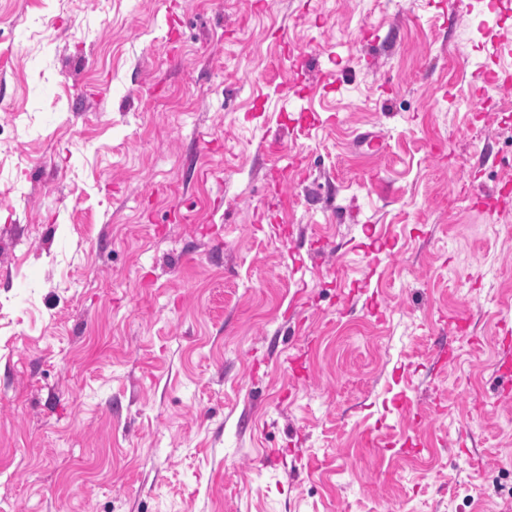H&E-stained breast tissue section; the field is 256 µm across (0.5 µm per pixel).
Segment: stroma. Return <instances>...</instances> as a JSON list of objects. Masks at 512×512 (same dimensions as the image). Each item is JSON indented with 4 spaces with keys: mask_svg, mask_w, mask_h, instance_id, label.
Returning a JSON list of instances; mask_svg holds the SVG:
<instances>
[{
    "mask_svg": "<svg viewBox=\"0 0 512 512\" xmlns=\"http://www.w3.org/2000/svg\"><path fill=\"white\" fill-rule=\"evenodd\" d=\"M494 73L512 0H0V512H512Z\"/></svg>",
    "mask_w": 512,
    "mask_h": 512,
    "instance_id": "obj_1",
    "label": "stroma"
}]
</instances>
